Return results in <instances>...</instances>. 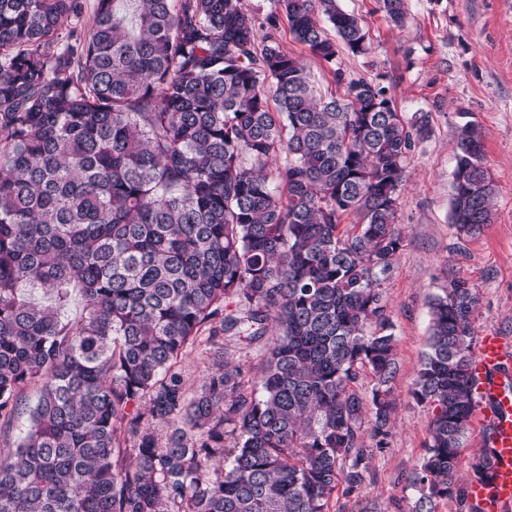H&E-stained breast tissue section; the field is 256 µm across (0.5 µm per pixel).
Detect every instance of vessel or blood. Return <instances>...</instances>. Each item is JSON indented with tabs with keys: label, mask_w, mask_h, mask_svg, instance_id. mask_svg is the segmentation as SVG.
I'll list each match as a JSON object with an SVG mask.
<instances>
[{
	"label": "vessel or blood",
	"mask_w": 512,
	"mask_h": 512,
	"mask_svg": "<svg viewBox=\"0 0 512 512\" xmlns=\"http://www.w3.org/2000/svg\"><path fill=\"white\" fill-rule=\"evenodd\" d=\"M472 372L481 403L482 445L492 465L467 486V496L483 512H512V354L497 333L480 337Z\"/></svg>",
	"instance_id": "b4317fda"
}]
</instances>
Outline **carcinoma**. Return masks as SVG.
Listing matches in <instances>:
<instances>
[{"label":"carcinoma","instance_id":"cac0c4a2","mask_svg":"<svg viewBox=\"0 0 512 512\" xmlns=\"http://www.w3.org/2000/svg\"><path fill=\"white\" fill-rule=\"evenodd\" d=\"M278 2L97 0L85 30L82 0H0L1 437L39 386L0 448V512H330L365 480L364 437L388 444L385 288L429 120L336 69L344 96L322 92L281 49L280 16L330 65L368 52L363 24L336 0ZM382 9L404 27L406 0ZM456 139L463 239L492 223L496 187L481 128ZM478 305L461 277L429 301L414 512L453 497L481 512L458 484ZM203 334L194 390L179 362ZM226 336L261 353L257 382L224 359Z\"/></svg>","mask_w":512,"mask_h":512}]
</instances>
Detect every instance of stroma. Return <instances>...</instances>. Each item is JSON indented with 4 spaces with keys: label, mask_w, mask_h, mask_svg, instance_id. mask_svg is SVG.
Here are the masks:
<instances>
[{
    "label": "stroma",
    "mask_w": 512,
    "mask_h": 512,
    "mask_svg": "<svg viewBox=\"0 0 512 512\" xmlns=\"http://www.w3.org/2000/svg\"><path fill=\"white\" fill-rule=\"evenodd\" d=\"M362 18L370 50L339 52L335 67L351 77L385 75L405 118L425 113L429 134L415 142L408 182L398 201L404 235L386 298L395 326L398 372L387 447L374 450L368 474L334 512H412L410 484L432 418L412 388L426 349L428 301L451 275L479 297L475 336L494 331L512 348V0H407L405 28L390 26L378 0H338ZM473 122L484 133L486 166L496 185L494 221L457 239L450 225L456 129Z\"/></svg>",
    "instance_id": "obj_1"
}]
</instances>
